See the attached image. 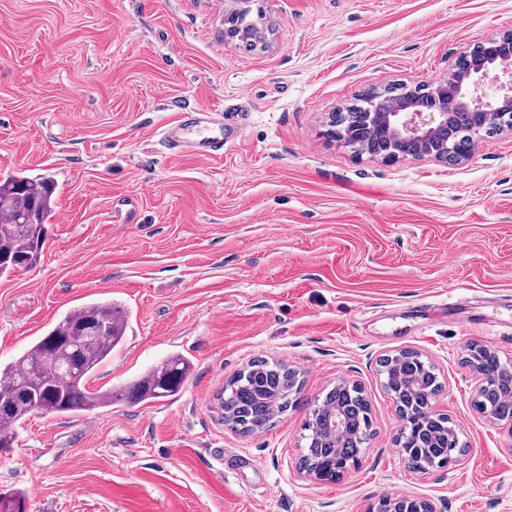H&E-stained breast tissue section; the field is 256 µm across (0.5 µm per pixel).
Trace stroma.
Listing matches in <instances>:
<instances>
[{"label": "stroma", "mask_w": 512, "mask_h": 512, "mask_svg": "<svg viewBox=\"0 0 512 512\" xmlns=\"http://www.w3.org/2000/svg\"><path fill=\"white\" fill-rule=\"evenodd\" d=\"M234 0H0V177L48 174L56 209L36 265L0 279V361L75 306L112 301L123 344L90 379L123 387L166 356L172 399L35 414L0 451V494L28 512H370L384 496L440 512H512V429L474 407L465 362L512 365V131L457 164L387 162L330 139L367 92L447 78L512 31V0H252L265 44L228 37ZM241 119L223 158L171 154L183 109ZM459 285L467 305L454 302ZM423 303L447 304L428 319ZM410 349L465 447L418 471L379 373ZM299 373L266 430L230 429L217 396L254 359ZM360 384L371 433L324 483L299 468L310 411Z\"/></svg>", "instance_id": "35a3bbf8"}]
</instances>
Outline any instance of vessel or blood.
Instances as JSON below:
<instances>
[{
    "label": "vessel or blood",
    "mask_w": 512,
    "mask_h": 512,
    "mask_svg": "<svg viewBox=\"0 0 512 512\" xmlns=\"http://www.w3.org/2000/svg\"><path fill=\"white\" fill-rule=\"evenodd\" d=\"M165 137L173 153L218 158L223 156L225 147L239 140L240 128L225 123L213 111L197 108L167 127Z\"/></svg>",
    "instance_id": "obj_1"
}]
</instances>
